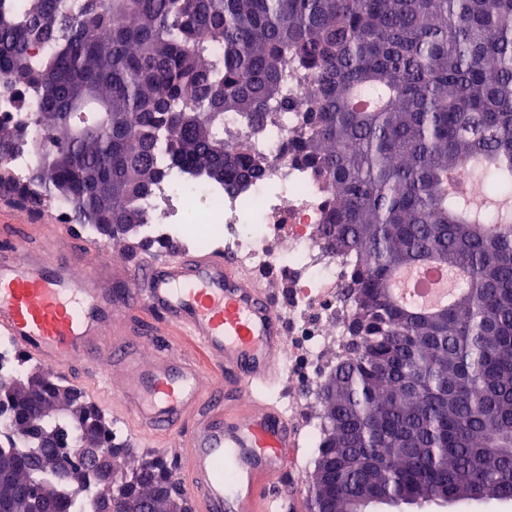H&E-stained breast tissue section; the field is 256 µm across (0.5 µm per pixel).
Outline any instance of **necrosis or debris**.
<instances>
[{
  "instance_id": "obj_1",
  "label": "necrosis or debris",
  "mask_w": 512,
  "mask_h": 512,
  "mask_svg": "<svg viewBox=\"0 0 512 512\" xmlns=\"http://www.w3.org/2000/svg\"><path fill=\"white\" fill-rule=\"evenodd\" d=\"M288 131L285 124L267 131L269 177L243 192L227 194L204 180L169 179L149 201L145 232L161 239L166 225L177 224L198 245L219 238L241 267L287 282L285 364L292 379L313 390L322 377L319 358L343 332L336 312L342 307L338 286L345 261L329 256L315 234L327 196L289 161Z\"/></svg>"
}]
</instances>
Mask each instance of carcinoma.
Listing matches in <instances>:
<instances>
[{
    "label": "carcinoma",
    "instance_id": "carcinoma-1",
    "mask_svg": "<svg viewBox=\"0 0 512 512\" xmlns=\"http://www.w3.org/2000/svg\"><path fill=\"white\" fill-rule=\"evenodd\" d=\"M1 97L51 137L0 194L112 239L141 235L174 173L232 194L265 179L263 133L292 115L289 158L329 196L316 234L349 265L313 512L512 501V0H0ZM28 145L0 122V163ZM428 263L463 272L453 301L396 302L393 273ZM0 413L23 436L0 438L9 512L180 499L48 376L0 381Z\"/></svg>",
    "mask_w": 512,
    "mask_h": 512
}]
</instances>
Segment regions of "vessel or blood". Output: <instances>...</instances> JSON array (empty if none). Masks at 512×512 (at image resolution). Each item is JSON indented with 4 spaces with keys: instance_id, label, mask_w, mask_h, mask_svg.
Here are the masks:
<instances>
[{
    "instance_id": "1",
    "label": "vessel or blood",
    "mask_w": 512,
    "mask_h": 512,
    "mask_svg": "<svg viewBox=\"0 0 512 512\" xmlns=\"http://www.w3.org/2000/svg\"><path fill=\"white\" fill-rule=\"evenodd\" d=\"M94 254L87 245L63 264L31 225L0 226V334L54 372L104 378L137 434L176 449L195 512H304L299 427L252 393L280 373L287 324L274 295L215 252L110 270ZM149 325L197 354L153 352Z\"/></svg>"
}]
</instances>
